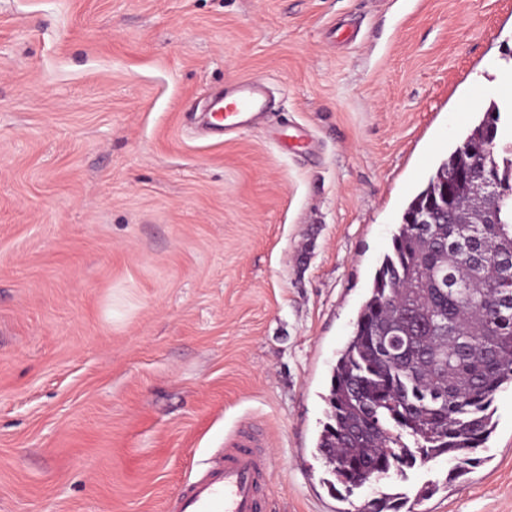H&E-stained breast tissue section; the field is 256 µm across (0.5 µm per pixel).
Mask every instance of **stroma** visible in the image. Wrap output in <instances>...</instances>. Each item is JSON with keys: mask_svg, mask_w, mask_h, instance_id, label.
<instances>
[{"mask_svg": "<svg viewBox=\"0 0 512 512\" xmlns=\"http://www.w3.org/2000/svg\"><path fill=\"white\" fill-rule=\"evenodd\" d=\"M508 75L512 0H0V512H164L244 422L268 512H512L511 386L456 480L345 502L315 454L408 202L490 104L512 141ZM249 78L263 122L201 134ZM403 497L393 494H384L381 497L365 501L357 512H401L400 509L406 504V501H400Z\"/></svg>", "mask_w": 512, "mask_h": 512, "instance_id": "35a3bbf8", "label": "stroma"}]
</instances>
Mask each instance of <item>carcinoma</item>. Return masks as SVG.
<instances>
[{
	"label": "carcinoma",
	"instance_id": "cac0c4a2",
	"mask_svg": "<svg viewBox=\"0 0 512 512\" xmlns=\"http://www.w3.org/2000/svg\"><path fill=\"white\" fill-rule=\"evenodd\" d=\"M498 116L493 103L408 203L332 369L316 452L339 495L353 494L352 462L380 480H404L440 457L454 462L453 478L480 463L491 403L512 384V143L485 144ZM475 159L494 172L495 195L476 198L457 184L456 204L435 223H410L442 201L444 178ZM404 506L384 494L357 512Z\"/></svg>",
	"mask_w": 512,
	"mask_h": 512
}]
</instances>
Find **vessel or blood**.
<instances>
[{"mask_svg": "<svg viewBox=\"0 0 512 512\" xmlns=\"http://www.w3.org/2000/svg\"><path fill=\"white\" fill-rule=\"evenodd\" d=\"M267 109L264 83L241 80L213 100L209 124L215 133L230 135L257 123ZM269 476L264 443L244 432L229 433L222 456L182 486L168 501L167 512H265L263 488Z\"/></svg>", "mask_w": 512, "mask_h": 512, "instance_id": "vessel-or-blood-1", "label": "vessel or blood"}]
</instances>
